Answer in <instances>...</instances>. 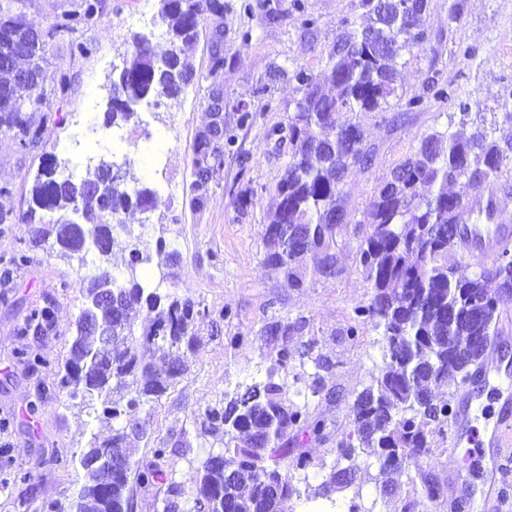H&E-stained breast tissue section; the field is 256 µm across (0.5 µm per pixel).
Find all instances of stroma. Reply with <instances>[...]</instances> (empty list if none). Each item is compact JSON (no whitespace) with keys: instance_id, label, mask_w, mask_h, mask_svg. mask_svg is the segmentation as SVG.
<instances>
[{"instance_id":"stroma-1","label":"stroma","mask_w":512,"mask_h":512,"mask_svg":"<svg viewBox=\"0 0 512 512\" xmlns=\"http://www.w3.org/2000/svg\"><path fill=\"white\" fill-rule=\"evenodd\" d=\"M316 26L304 30L292 0H259L252 13L225 11L224 68L209 71L210 35L202 33L187 60L200 83L175 101L142 106L138 121L106 128L102 117L110 98V81L123 66L133 36L153 30L158 0H105L100 26L83 31L90 54H74L67 37L49 39L46 58L51 68L66 71L72 84L66 95H46L42 109L48 117L44 141L20 149L10 133L0 130V211L19 215L27 208L29 189L44 154H54L83 173L89 161L107 157L129 163L130 176L155 192L153 208L123 214V226L113 233L112 252L128 256L132 247L151 255L141 267L162 292L191 298L209 311L196 320L199 342L189 353V369L143 417L149 426L136 458L158 462L164 481L135 487L133 512H163L171 484L181 489L180 512H190L198 470L209 453L218 452L216 437L206 433V409L222 402L225 392L274 372L286 391H294L295 368L276 369L282 346L313 341L315 355L330 364L323 374L324 391L309 397L310 408L325 428L310 437L305 450L317 463L308 471L280 468L288 473L299 494L292 512H307L304 497L334 465L338 446L353 431L349 404L370 381L383 361L378 334L365 330L357 340L343 334L356 307L370 299L365 276L352 256L358 244L355 225L338 238L344 272L330 278L308 265L306 288H289L265 263L263 232L275 209V187L288 164V150L267 138L268 129L287 123L298 94L293 82L274 76L275 68H304L320 72L342 30L344 18L355 14L356 0H304ZM141 20L131 28L130 17ZM426 42L402 50L398 89L385 111L362 116L365 144L371 151L368 168H355L345 180L348 208L361 215L376 187L391 169L417 146L423 134L446 131L449 113L468 106L487 119L503 120L512 113V0H429L422 18ZM252 29L250 44L239 34ZM220 86L230 103L245 102L257 113L256 122L237 132L238 154L224 157L207 206L189 205L193 179L191 159L197 132L208 121L210 86ZM445 87L452 99L436 98ZM423 104L407 109L408 99ZM26 263L14 268L8 287L0 288V512H16L14 503L26 500L28 512L68 503L77 489L76 454L90 434L108 435L105 425L87 426L85 415L65 406L52 381L68 355L69 341L82 296L78 259L61 256L52 241H36L31 225L0 224V265L16 253ZM52 306L54 327L42 336L20 333L28 310ZM303 321L300 333L273 338V324ZM39 360L30 366L19 351ZM37 412H30L31 401ZM453 422L436 436L431 457L420 468H408L388 495H380L359 473L365 502L375 512H453L466 502L465 512H512V445L477 450L456 443ZM167 440L168 453L155 460L153 449ZM57 454L53 465L43 458ZM31 470L30 482L14 480L15 468ZM439 484L442 495L428 499L425 481ZM502 489L501 499L486 496L489 483Z\"/></svg>"}]
</instances>
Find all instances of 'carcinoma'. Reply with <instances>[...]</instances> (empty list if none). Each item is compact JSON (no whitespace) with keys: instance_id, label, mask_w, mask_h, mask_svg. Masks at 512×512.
<instances>
[{"instance_id":"carcinoma-1","label":"carcinoma","mask_w":512,"mask_h":512,"mask_svg":"<svg viewBox=\"0 0 512 512\" xmlns=\"http://www.w3.org/2000/svg\"><path fill=\"white\" fill-rule=\"evenodd\" d=\"M158 2L154 24L162 29L166 49L159 55L149 38L133 37L130 54L110 84L106 127L136 120V106L149 97L179 99L200 81L185 56L208 21L234 7L253 10L250 0L235 6L224 0ZM28 3L0 0V55H9L8 64L0 66V99L12 102L11 108H0V129L13 133L23 147L42 139L44 120L36 113L47 92L64 95L71 83L68 74L48 70L45 47L28 40L33 30L25 18ZM356 8L367 26L345 22L320 73H288L300 92L295 112L288 123L267 131L268 138L288 145L289 160L276 187V210L264 228L265 262L290 288L304 287L303 262L309 255L318 259L325 276L342 272L337 238L352 223L343 183L351 168L371 161L360 116L383 110L395 94L399 45L413 48L426 41L420 18L428 0H402L392 13L382 12L379 0H358ZM103 14L104 0H75L55 16L50 34L72 37V50L86 55L90 46L75 34L100 23ZM323 84L333 85L336 94L323 93ZM221 95L220 88L211 89L209 121L195 139L189 189L195 210L209 202L214 177L224 168V151L236 144L224 123V108L214 102ZM232 109L237 128L255 122L256 113L247 105ZM448 126L420 138L376 188L359 221L363 234L354 261L371 298L354 310L344 335L355 340L368 326L378 331L383 364L349 405L359 446L340 441V457L328 478L307 493L308 501L351 487L341 473L358 472V458L371 448L378 449L371 480L381 491L406 466H420L432 454L436 426L454 415L452 399L434 392L471 380L486 352L475 348L474 337L491 344L502 309L512 303V249H502L492 266L470 276L448 267V253L456 250L454 217L472 210L475 192L496 184L512 163V138L497 136V127L483 120L469 121L467 112L457 120L449 116ZM106 165L101 160L76 180L47 154L20 217L35 225L37 238L55 235L61 249L81 264L91 253L99 259L93 272L80 277L83 303L63 372L53 385L92 420L111 421L112 433L105 439L90 434L78 458L75 499L66 507L51 504L49 512H132L133 485L163 479L156 465H138L132 444L147 438L148 429L126 418L159 400L185 374L184 353L197 341L192 324L209 316L191 299L163 295L145 283L137 265L151 256L136 246L123 260L127 279L117 282L111 262L115 226L131 209L150 210L154 192L123 176L110 179ZM492 282L497 288H490ZM106 291L112 292L110 302L101 299ZM52 326L47 306L31 311L22 331L38 335ZM142 348L151 351L150 358L140 354ZM313 348L312 340L294 349L282 347L278 366L312 358ZM294 381L301 387L291 398L272 370L263 381L224 393L222 404L205 411L208 426L224 432V462L202 463L194 512H286L287 503L300 495L278 462L288 457L297 471L317 467L301 447L309 432L323 429L310 411L308 394H320L324 384L318 376L309 383L299 374ZM116 460L124 469L109 480Z\"/></svg>"}]
</instances>
